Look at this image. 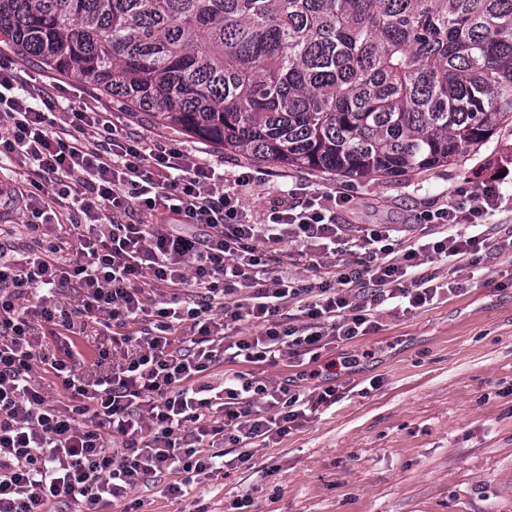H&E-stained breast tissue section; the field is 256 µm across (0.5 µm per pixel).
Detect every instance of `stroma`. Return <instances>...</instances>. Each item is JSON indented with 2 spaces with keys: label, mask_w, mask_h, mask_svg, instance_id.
<instances>
[{
  "label": "stroma",
  "mask_w": 512,
  "mask_h": 512,
  "mask_svg": "<svg viewBox=\"0 0 512 512\" xmlns=\"http://www.w3.org/2000/svg\"><path fill=\"white\" fill-rule=\"evenodd\" d=\"M15 63L38 78L59 113L113 109L75 77L29 58ZM181 142L223 161L225 188L257 216L299 184L328 203L348 196L337 210L347 236L393 224L414 241L420 213L458 188L494 182L503 200L484 222L495 236L512 230V174L499 176L512 166V128L453 164L363 182L276 169L186 136ZM246 170L253 179L238 181ZM457 280L459 289L426 308L382 310L379 331L347 344L360 363L342 375L346 393L330 410L279 444L254 449L223 478L199 479L186 497L163 492L175 473L140 485L130 497L134 512H512V251L482 253Z\"/></svg>",
  "instance_id": "stroma-1"
}]
</instances>
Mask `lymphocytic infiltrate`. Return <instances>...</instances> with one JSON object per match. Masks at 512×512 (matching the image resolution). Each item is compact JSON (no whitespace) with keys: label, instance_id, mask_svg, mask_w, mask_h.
<instances>
[{"label":"lymphocytic infiltrate","instance_id":"lymphocytic-infiltrate-1","mask_svg":"<svg viewBox=\"0 0 512 512\" xmlns=\"http://www.w3.org/2000/svg\"><path fill=\"white\" fill-rule=\"evenodd\" d=\"M25 187L0 179V197L37 218L38 238L21 258L0 252V512H47L53 503L102 512L169 472L167 496L187 495L202 476L223 475L227 454L256 447L336 404L339 387L315 365L327 346L380 327L379 308L421 309L440 295L425 258L475 265L493 237L478 219L499 208L498 187L461 191L421 214L424 238L403 244L392 224L345 239L321 196L279 203L254 219L224 188L223 165L169 140L146 145L90 107L59 118L36 79H22L0 52V159ZM76 210L72 256L50 236L59 211ZM134 212L149 223L130 224ZM472 235L456 233L460 220ZM295 245L318 273L338 251L356 255L309 284L278 270ZM163 286L150 296L147 284ZM75 287L79 300L58 295ZM38 302L23 304L30 294ZM62 328L55 352L34 319ZM255 326L244 333L242 321ZM97 324L111 349L86 344ZM188 331L187 339L176 336ZM289 360L315 379L313 391L242 372L208 382L224 363ZM60 379L53 404L35 371Z\"/></svg>","mask_w":512,"mask_h":512}]
</instances>
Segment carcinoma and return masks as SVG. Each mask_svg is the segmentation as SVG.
<instances>
[{
  "label": "carcinoma",
  "mask_w": 512,
  "mask_h": 512,
  "mask_svg": "<svg viewBox=\"0 0 512 512\" xmlns=\"http://www.w3.org/2000/svg\"><path fill=\"white\" fill-rule=\"evenodd\" d=\"M124 111L356 181L512 123V0H0V34Z\"/></svg>",
  "instance_id": "obj_1"
}]
</instances>
